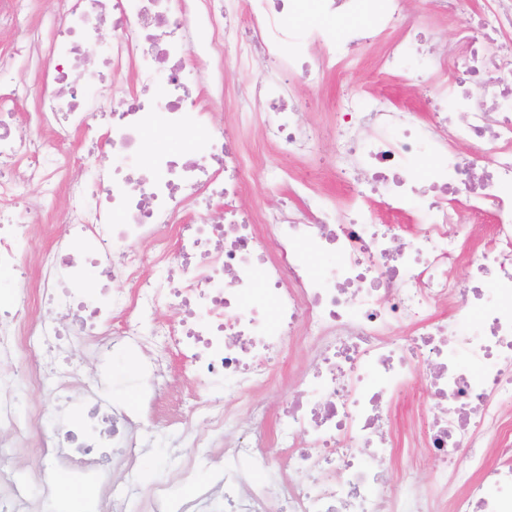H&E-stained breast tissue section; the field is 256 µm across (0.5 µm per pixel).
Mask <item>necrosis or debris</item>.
Wrapping results in <instances>:
<instances>
[{
  "label": "necrosis or debris",
  "instance_id": "obj_1",
  "mask_svg": "<svg viewBox=\"0 0 512 512\" xmlns=\"http://www.w3.org/2000/svg\"><path fill=\"white\" fill-rule=\"evenodd\" d=\"M30 2L0 0V28L23 38L0 51V364L9 367L0 374V512H64L50 484L33 502L30 475L14 465L36 423L52 426L42 454L83 488L85 512H126L130 491L110 482V466L132 460L135 430L158 428L106 404L101 380L75 398L57 362L64 333L54 319L33 320L36 309L70 318L105 351L167 337L209 392L197 407L207 431L178 423V469L195 483L208 448L223 443V495L158 482L139 512H512V0H483L474 19L462 0H433L454 41L430 62L426 117L363 96L325 129L300 122L297 85L343 72L361 45H382L384 71L419 53L402 0H56L44 32L27 23ZM356 13L369 26L337 36V18ZM306 14L322 24L303 37L282 23ZM260 57L269 70L232 90L237 121L305 158L303 172L238 145L212 120L227 76ZM34 59L41 89L22 122L30 90L6 76ZM327 138L372 192L352 185L343 200L314 202ZM76 139L93 163L66 180L83 157L69 151ZM459 142L474 155H459ZM427 151L439 161L415 178L411 166ZM258 168L269 191L287 186L290 203L237 206ZM424 181V219L398 235L372 198L402 215ZM61 187L63 229L27 260L31 215ZM483 219L489 238L471 240L468 222ZM173 304L180 322L144 329ZM475 306L482 317L471 324ZM294 343L313 356L273 412L256 393L282 373ZM22 383L45 392L48 408L20 415ZM416 448L438 463L434 488L393 490L389 472L412 473ZM251 465L273 478L248 482Z\"/></svg>",
  "mask_w": 512,
  "mask_h": 512
}]
</instances>
